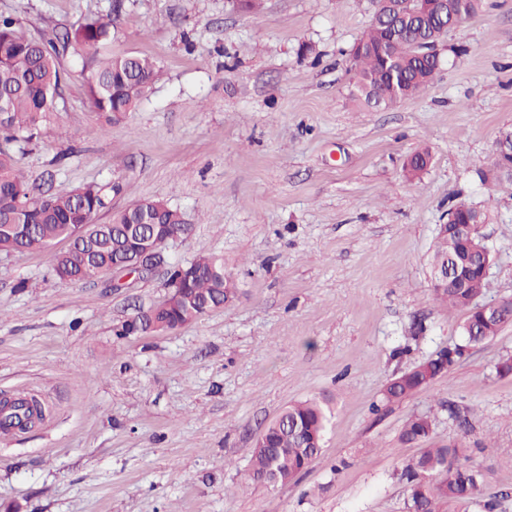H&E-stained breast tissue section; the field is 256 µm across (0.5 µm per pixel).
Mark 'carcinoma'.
<instances>
[{
    "mask_svg": "<svg viewBox=\"0 0 512 512\" xmlns=\"http://www.w3.org/2000/svg\"><path fill=\"white\" fill-rule=\"evenodd\" d=\"M394 13L370 24L357 41L352 97L367 108L388 109L418 94L430 83L440 61L429 46L447 35L448 14L465 22L480 10L481 0H448L447 14L425 12L420 0H391ZM119 16L108 22L89 20L68 31L62 41L37 38L25 33L21 22L0 15V216L13 214V223H0V255L42 251L71 237L79 224H91L94 234L71 242L65 251L54 253L52 275L63 283H79L112 276V267L132 262L149 239L178 237L188 231L180 210L157 199H144L120 211L114 220L98 224L96 214L106 207L105 188L86 184L66 194L35 192L19 168L17 156L25 154L42 124L55 108L65 80L58 58L69 47L85 52L92 68L87 95L101 124L119 122L134 111L159 80L161 69L145 56L105 57L98 49L112 36ZM470 245L454 235L441 236L432 266L439 274L453 270L455 261ZM186 292L166 297L148 313L129 319L117 336L173 331L208 312L224 306L236 294V283L224 270V259L200 256L190 264ZM487 276L472 270L468 287L455 288L438 279L434 292L453 308L467 310L462 329L465 343L436 355L390 380L383 401H401L427 387L446 373L463 356L468 345L498 334L512 323V311L490 322L468 306V299L484 294ZM41 415L35 401L14 413L24 429ZM330 419L327 409L315 398L290 404L257 437L248 480L268 487L288 484L320 454ZM434 427V416L420 412L411 416L402 431L405 442L426 441ZM397 476L408 492L406 512H442L451 504L480 506L494 512L496 502L480 501L486 475L469 462L467 449L457 444L425 448L402 464Z\"/></svg>",
    "mask_w": 512,
    "mask_h": 512,
    "instance_id": "obj_1",
    "label": "carcinoma"
}]
</instances>
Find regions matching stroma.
I'll return each instance as SVG.
<instances>
[{"instance_id": "stroma-1", "label": "stroma", "mask_w": 512, "mask_h": 512, "mask_svg": "<svg viewBox=\"0 0 512 512\" xmlns=\"http://www.w3.org/2000/svg\"><path fill=\"white\" fill-rule=\"evenodd\" d=\"M375 0H0L52 38L119 15L100 49L153 58L161 80L122 122L101 125L79 75L21 156L36 189L121 185L96 217L160 199L184 215L166 264L116 290L66 284L52 254L0 255V402L37 397L33 427L0 432V512H405L400 433L468 448L495 512H512V324L395 403L382 390L463 343L465 313L434 300L430 256L449 205L486 211L494 262L483 302L512 298V184L483 182L512 128V0L449 30L419 95L366 110L352 49ZM420 147L430 166L409 177ZM218 255L238 284L224 308L174 331L116 335L168 292L167 269ZM332 417L296 480L246 485L255 440L289 403ZM434 416L430 412H420L411 416L402 431L404 442L427 441L433 432Z\"/></svg>"}]
</instances>
